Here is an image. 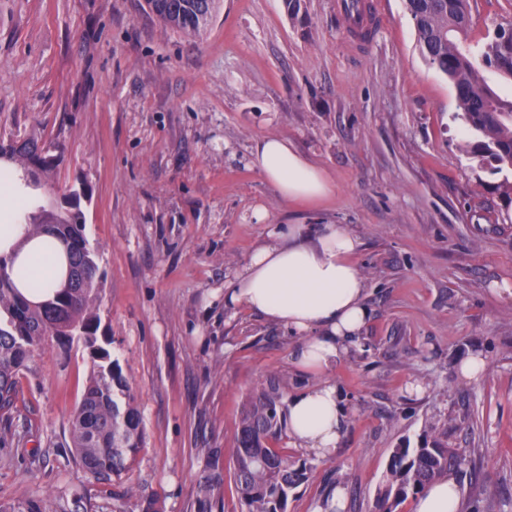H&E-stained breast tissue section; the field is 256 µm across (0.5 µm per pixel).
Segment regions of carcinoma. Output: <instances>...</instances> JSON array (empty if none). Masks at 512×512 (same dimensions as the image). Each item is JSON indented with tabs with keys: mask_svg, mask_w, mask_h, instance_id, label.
Returning a JSON list of instances; mask_svg holds the SVG:
<instances>
[{
	"mask_svg": "<svg viewBox=\"0 0 512 512\" xmlns=\"http://www.w3.org/2000/svg\"><path fill=\"white\" fill-rule=\"evenodd\" d=\"M164 26L184 34L206 25L215 0H148ZM421 54L452 83L460 119L470 140L466 152L482 168L502 179L493 186L504 207L512 206V101L499 97L486 81L489 70L512 82V25L497 26L483 48H463L471 24L470 0H406ZM46 144L35 137L0 138V160L20 167L37 187L51 181L55 162L38 156ZM91 195L82 183L57 190L69 207L58 204L28 216V238L48 234L63 245L65 279L70 287L33 303L25 298L0 257V410L17 397L18 376L30 369L35 354L62 338L81 336L93 347L95 361L79 404L71 413L69 435L81 465L103 479L121 477L143 444V420L119 360L96 346L102 279L86 234L81 201ZM283 385L272 377L243 404L236 434L233 479L244 512H286L289 494L306 478L307 466L272 446L285 425ZM466 458L448 447V428L432 426L392 449L375 498L374 512H398L411 495L427 485L458 474Z\"/></svg>",
	"mask_w": 512,
	"mask_h": 512,
	"instance_id": "cac0c4a2",
	"label": "carcinoma"
}]
</instances>
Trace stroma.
Here are the masks:
<instances>
[{
	"label": "stroma",
	"mask_w": 512,
	"mask_h": 512,
	"mask_svg": "<svg viewBox=\"0 0 512 512\" xmlns=\"http://www.w3.org/2000/svg\"><path fill=\"white\" fill-rule=\"evenodd\" d=\"M336 0H218L188 36L146 0H0V136L59 157L54 186L85 180L81 209L103 277L98 343L118 358L144 421L121 478L83 469L68 419L93 363L52 346L0 412V512H242L232 454L241 407L268 377L313 383L286 327L224 304V286L278 224H339L360 241L370 316L330 370L346 419L310 455L287 512H372L392 448L438 419L470 461L460 512H512V223L497 176L465 152L447 77L417 46L405 0L352 53ZM512 23V0H474L468 46ZM275 136L334 185L282 198L251 164ZM481 354L464 380L458 366Z\"/></svg>",
	"instance_id": "obj_1"
}]
</instances>
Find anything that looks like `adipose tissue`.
<instances>
[{
	"label": "adipose tissue",
	"mask_w": 512,
	"mask_h": 512,
	"mask_svg": "<svg viewBox=\"0 0 512 512\" xmlns=\"http://www.w3.org/2000/svg\"><path fill=\"white\" fill-rule=\"evenodd\" d=\"M252 164L291 201L320 200L334 190L321 169L277 137L257 142ZM23 197L15 182L0 186V255L15 256L11 277L25 281V296L41 302L61 282L63 253L51 237L28 238L26 225L14 215ZM359 246V239L337 224L315 231L303 224H282L274 241L257 247L224 291L226 302L298 337L297 367L320 380L289 396L288 434L296 447L318 457L336 449L346 418L338 388L325 375L344 359L350 338L369 315L365 280L353 259Z\"/></svg>",
	"instance_id": "ef3b65f1"
}]
</instances>
